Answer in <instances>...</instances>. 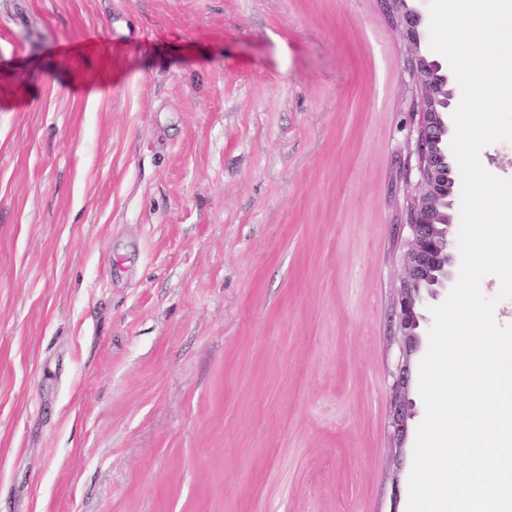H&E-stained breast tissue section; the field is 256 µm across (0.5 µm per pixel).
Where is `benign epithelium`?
<instances>
[{
	"label": "benign epithelium",
	"instance_id": "obj_1",
	"mask_svg": "<svg viewBox=\"0 0 512 512\" xmlns=\"http://www.w3.org/2000/svg\"><path fill=\"white\" fill-rule=\"evenodd\" d=\"M380 2L405 47L406 89L411 94L407 151L408 157L415 158V167L407 166L400 173L406 195L399 224L408 228V235L400 247L402 273L392 299L399 359L389 412L395 447L401 448L407 421L413 415L411 367L423 344V301L427 297L435 300L447 291L455 275L453 243L437 227L440 222H453L456 204L455 194L448 193V185L454 181V158L448 147L454 89L450 88L447 66L424 47L429 22L413 0Z\"/></svg>",
	"mask_w": 512,
	"mask_h": 512
}]
</instances>
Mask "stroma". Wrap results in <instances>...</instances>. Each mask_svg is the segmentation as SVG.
<instances>
[{"mask_svg":"<svg viewBox=\"0 0 512 512\" xmlns=\"http://www.w3.org/2000/svg\"><path fill=\"white\" fill-rule=\"evenodd\" d=\"M379 0H0V512H406Z\"/></svg>","mask_w":512,"mask_h":512,"instance_id":"1","label":"stroma"}]
</instances>
